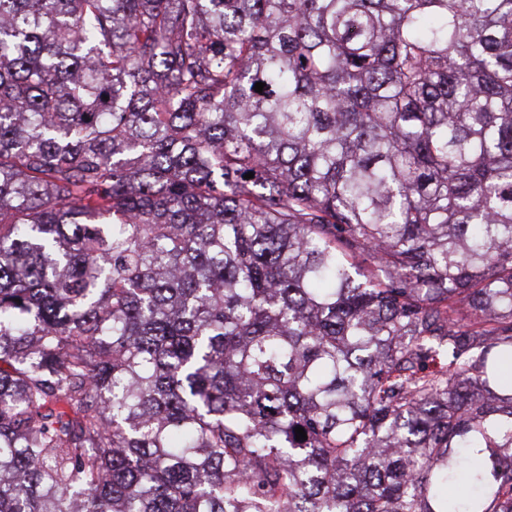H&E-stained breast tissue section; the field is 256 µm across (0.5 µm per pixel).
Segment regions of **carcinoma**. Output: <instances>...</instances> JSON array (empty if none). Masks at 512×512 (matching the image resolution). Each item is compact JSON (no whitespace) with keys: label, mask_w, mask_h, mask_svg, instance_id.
Segmentation results:
<instances>
[{"label":"carcinoma","mask_w":512,"mask_h":512,"mask_svg":"<svg viewBox=\"0 0 512 512\" xmlns=\"http://www.w3.org/2000/svg\"><path fill=\"white\" fill-rule=\"evenodd\" d=\"M0 512H512V0H0Z\"/></svg>","instance_id":"carcinoma-1"}]
</instances>
